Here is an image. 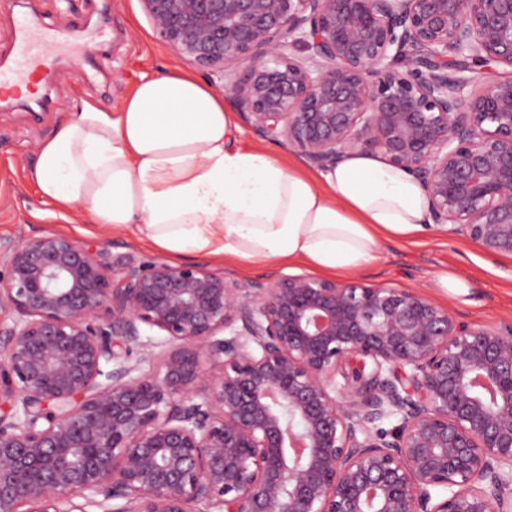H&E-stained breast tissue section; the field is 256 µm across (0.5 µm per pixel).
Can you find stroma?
<instances>
[{"label": "stroma", "instance_id": "obj_1", "mask_svg": "<svg viewBox=\"0 0 512 512\" xmlns=\"http://www.w3.org/2000/svg\"><path fill=\"white\" fill-rule=\"evenodd\" d=\"M35 6L49 24L87 22L107 28L111 38L95 48L90 78H78L69 64H61L57 86L38 109L0 103V242L56 234L94 250L106 246L115 254L161 260V253L135 238L46 211L26 179V167L38 143L54 132L66 112L85 102L104 110L116 108L140 74L184 69L188 63L156 37L140 0H36ZM444 268L467 280L466 296L446 297L436 288L435 275ZM354 279L421 291L455 317L486 328L512 323V255H487L476 242L448 236L440 226L408 240L386 242L378 260Z\"/></svg>", "mask_w": 512, "mask_h": 512}]
</instances>
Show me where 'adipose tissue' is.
<instances>
[{
    "mask_svg": "<svg viewBox=\"0 0 512 512\" xmlns=\"http://www.w3.org/2000/svg\"><path fill=\"white\" fill-rule=\"evenodd\" d=\"M224 96L185 70L140 75L121 105L82 104L42 140L26 177L50 211L132 235L177 260L305 264L355 274L389 238L428 227L406 170L356 154L310 173L243 148Z\"/></svg>",
    "mask_w": 512,
    "mask_h": 512,
    "instance_id": "obj_1",
    "label": "adipose tissue"
}]
</instances>
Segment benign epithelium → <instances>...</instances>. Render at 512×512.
Returning a JSON list of instances; mask_svg holds the SVG:
<instances>
[{"label":"benign epithelium","mask_w":512,"mask_h":512,"mask_svg":"<svg viewBox=\"0 0 512 512\" xmlns=\"http://www.w3.org/2000/svg\"><path fill=\"white\" fill-rule=\"evenodd\" d=\"M141 2L257 136L320 170L380 155L433 224L512 254V0ZM93 508L512 512V325L62 235L0 249V512Z\"/></svg>","instance_id":"7a95c632"}]
</instances>
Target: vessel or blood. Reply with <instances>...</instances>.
Returning <instances> with one entry per match:
<instances>
[{
  "label": "vessel or blood",
  "mask_w": 512,
  "mask_h": 512,
  "mask_svg": "<svg viewBox=\"0 0 512 512\" xmlns=\"http://www.w3.org/2000/svg\"><path fill=\"white\" fill-rule=\"evenodd\" d=\"M94 37L73 26L59 29L43 24L37 11L19 15L12 31V50L0 59V95L17 93L21 86H52L57 79V58L67 54L77 77H88L87 46Z\"/></svg>",
  "instance_id": "vessel-or-blood-1"
}]
</instances>
